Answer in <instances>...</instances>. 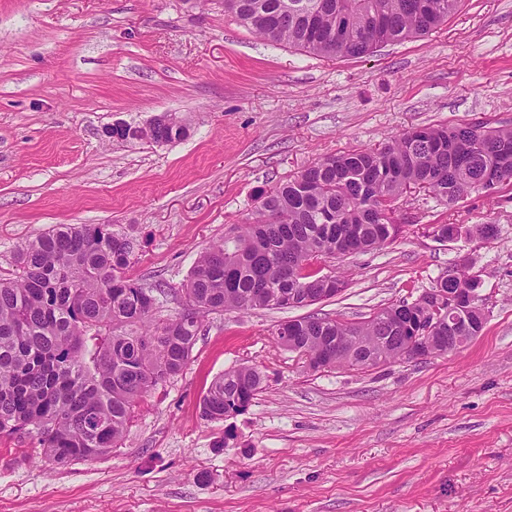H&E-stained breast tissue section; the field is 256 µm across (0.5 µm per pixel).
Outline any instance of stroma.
Segmentation results:
<instances>
[{"label":"stroma","instance_id":"stroma-1","mask_svg":"<svg viewBox=\"0 0 512 512\" xmlns=\"http://www.w3.org/2000/svg\"><path fill=\"white\" fill-rule=\"evenodd\" d=\"M165 111L187 138L103 136ZM486 119L512 125V0H461L428 36L359 58L262 41L224 0H0V278L54 225L109 224L138 242L129 275L165 285L162 321L261 191L415 127ZM397 215L387 247L315 262L343 276L339 295L202 314L187 366L110 454L58 465L35 438L0 435V512H512V188L453 208L417 191ZM434 224L464 230L440 241ZM460 260L486 322L456 352L312 371L275 341L282 321L414 300ZM243 363L264 390L242 415L202 416L214 378Z\"/></svg>","mask_w":512,"mask_h":512}]
</instances>
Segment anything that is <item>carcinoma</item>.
Instances as JSON below:
<instances>
[{"mask_svg": "<svg viewBox=\"0 0 512 512\" xmlns=\"http://www.w3.org/2000/svg\"><path fill=\"white\" fill-rule=\"evenodd\" d=\"M460 0H224V11L263 39L313 55L356 57L376 45L424 37ZM185 120L150 121L132 140L168 145ZM512 185V127L484 122L408 130L378 147L324 157L260 195L254 221L206 247L185 294L189 308L154 324L162 285L127 275L136 239L110 224H57L18 246L15 277L0 280V433L37 439L57 464L95 459L123 439L149 389L186 367L200 332L196 314L280 309L292 294L313 305L344 281L310 270L336 252L379 250L403 225L398 204L412 189L452 209L474 192ZM466 266L437 288H476ZM448 335V314L429 295L361 322L308 315L284 321L278 344L326 368L364 369L393 360L423 322ZM265 376L242 364L216 377L199 403L209 419L247 411Z\"/></svg>", "mask_w": 512, "mask_h": 512, "instance_id": "1", "label": "carcinoma"}]
</instances>
